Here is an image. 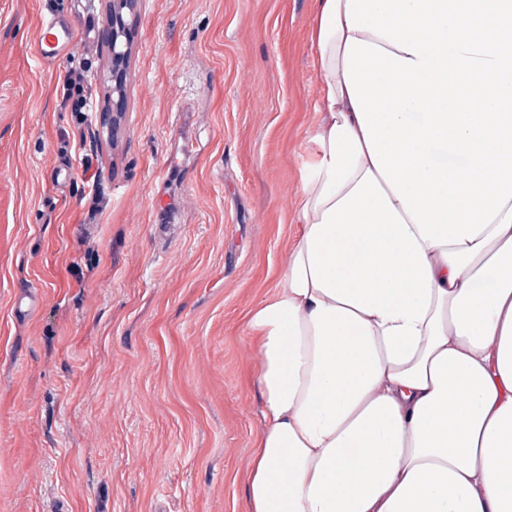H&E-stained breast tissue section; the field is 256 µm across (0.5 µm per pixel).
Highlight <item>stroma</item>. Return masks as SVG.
Returning <instances> with one entry per match:
<instances>
[{"label":"stroma","mask_w":512,"mask_h":512,"mask_svg":"<svg viewBox=\"0 0 512 512\" xmlns=\"http://www.w3.org/2000/svg\"><path fill=\"white\" fill-rule=\"evenodd\" d=\"M108 7L0 0V512H247V320L313 150V0H140L115 135ZM87 46L85 130L60 87ZM40 38L36 52L41 59H58L67 55L75 45L73 21L61 18L53 10L41 18Z\"/></svg>","instance_id":"35a3bbf8"}]
</instances>
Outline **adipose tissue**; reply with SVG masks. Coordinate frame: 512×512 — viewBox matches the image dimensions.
I'll use <instances>...</instances> for the list:
<instances>
[{"label": "adipose tissue", "mask_w": 512, "mask_h": 512, "mask_svg": "<svg viewBox=\"0 0 512 512\" xmlns=\"http://www.w3.org/2000/svg\"><path fill=\"white\" fill-rule=\"evenodd\" d=\"M314 4L250 512H512V0Z\"/></svg>", "instance_id": "ef3b65f1"}]
</instances>
